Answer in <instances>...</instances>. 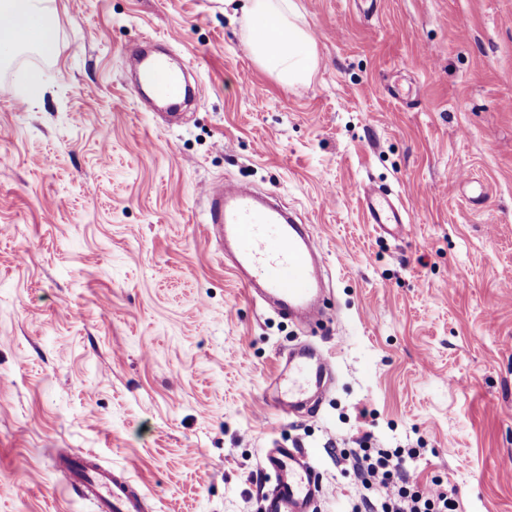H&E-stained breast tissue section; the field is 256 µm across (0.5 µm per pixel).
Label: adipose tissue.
<instances>
[{"mask_svg": "<svg viewBox=\"0 0 512 512\" xmlns=\"http://www.w3.org/2000/svg\"><path fill=\"white\" fill-rule=\"evenodd\" d=\"M244 40L254 62L286 85L308 83L317 49L295 0H241ZM57 32L50 0H0V49L50 56Z\"/></svg>", "mask_w": 512, "mask_h": 512, "instance_id": "obj_1", "label": "adipose tissue"}]
</instances>
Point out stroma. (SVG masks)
<instances>
[{
	"label": "stroma",
	"mask_w": 512,
	"mask_h": 512,
	"mask_svg": "<svg viewBox=\"0 0 512 512\" xmlns=\"http://www.w3.org/2000/svg\"><path fill=\"white\" fill-rule=\"evenodd\" d=\"M296 3L305 84L257 67L222 0H52L54 55L0 64V512H96L58 448L128 471L151 512H263L276 443L311 453L319 512H352L373 495L362 436L414 449L404 467L458 512H512V0ZM145 35L199 85L180 126L135 93ZM228 180L307 221L321 324L225 268L201 190ZM363 183L407 235L367 223ZM301 342L334 376L286 418L268 399Z\"/></svg>",
	"instance_id": "obj_1"
}]
</instances>
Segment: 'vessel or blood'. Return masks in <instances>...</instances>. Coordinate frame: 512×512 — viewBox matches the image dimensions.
Wrapping results in <instances>:
<instances>
[{"label":"vessel or blood","mask_w":512,"mask_h":512,"mask_svg":"<svg viewBox=\"0 0 512 512\" xmlns=\"http://www.w3.org/2000/svg\"><path fill=\"white\" fill-rule=\"evenodd\" d=\"M142 73L159 97L176 100L187 91L182 72L163 60L141 54ZM208 201L206 228L222 252L232 256V273L249 297L275 302L286 318L315 325L323 316V276L305 225L281 205L249 187L220 182L203 191ZM368 223L391 235L406 232L408 212L370 187L361 190ZM328 362L315 348L289 354L282 378L286 390L274 398L278 412L296 413L311 393L322 390ZM59 462L70 470L83 498L97 512H144L127 471L88 464L85 457L60 449ZM273 487L263 497V512H316L325 487L306 450L275 446L264 459Z\"/></svg>","instance_id":"vessel-or-blood-1"}]
</instances>
